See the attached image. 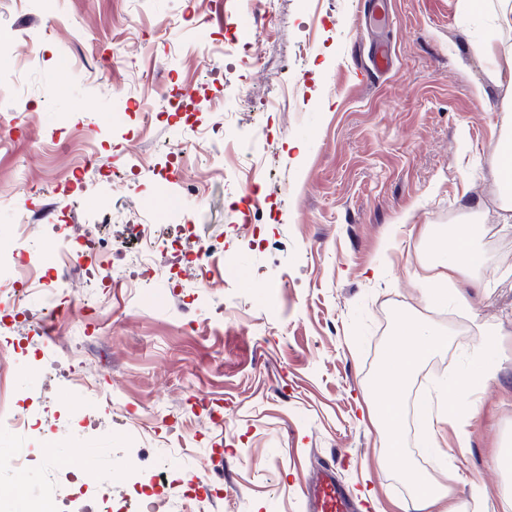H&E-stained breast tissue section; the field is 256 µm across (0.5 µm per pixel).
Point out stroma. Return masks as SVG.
<instances>
[{"instance_id": "stroma-1", "label": "stroma", "mask_w": 512, "mask_h": 512, "mask_svg": "<svg viewBox=\"0 0 512 512\" xmlns=\"http://www.w3.org/2000/svg\"><path fill=\"white\" fill-rule=\"evenodd\" d=\"M274 13L260 29L245 0H0V225L19 223L32 187V211L52 209L120 256L108 294L78 267L67 287L34 290L8 338L24 342L47 306L58 316L0 365V402L33 430L72 406L74 371L111 390V407L75 425L51 465L32 433L7 445L29 454V491L58 512H78L70 460L92 451L94 470L129 458L149 477L165 454L189 476L209 457L224 492L205 512H306L301 490L326 463L372 512H407L412 489L380 468L364 393L429 408L474 372L481 330L498 325L490 378L472 382L461 415L465 447L444 420L440 451L420 453L413 420L404 436L414 467L466 512H512V221L492 177L512 119L476 50L489 36L512 48V30L460 0H390L370 23L363 0H277ZM228 28L261 60L242 64ZM377 42L394 65L366 81ZM226 116L216 167L213 126ZM149 220L169 269L210 243L238 263L216 259L208 281L186 277L164 304L137 298L128 259L134 225ZM428 224L483 227L467 306L423 302L424 256L439 247L419 239ZM92 319L107 336L85 335ZM403 321L445 342L397 393L383 360ZM194 395L210 415L193 416Z\"/></svg>"}]
</instances>
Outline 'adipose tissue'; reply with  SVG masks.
<instances>
[{
  "mask_svg": "<svg viewBox=\"0 0 512 512\" xmlns=\"http://www.w3.org/2000/svg\"><path fill=\"white\" fill-rule=\"evenodd\" d=\"M480 228L475 224H452L448 227V252L445 258L428 262L426 278L431 288L426 302L438 299L439 288L456 287L458 280L476 270L482 257L475 246ZM442 342L441 336L420 322L400 323L386 357L385 367L393 389H401L421 362ZM365 398L372 412L376 431L385 438L382 467L399 468L413 486V512H461L449 489L422 476L403 454L401 426L403 414L398 405L389 400H376L373 391Z\"/></svg>",
  "mask_w": 512,
  "mask_h": 512,
  "instance_id": "ef3b65f1",
  "label": "adipose tissue"
}]
</instances>
